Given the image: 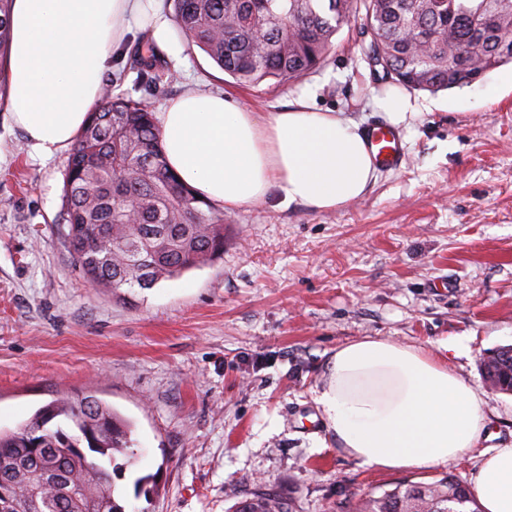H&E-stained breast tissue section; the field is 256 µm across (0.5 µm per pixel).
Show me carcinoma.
<instances>
[{
    "label": "carcinoma",
    "mask_w": 512,
    "mask_h": 512,
    "mask_svg": "<svg viewBox=\"0 0 512 512\" xmlns=\"http://www.w3.org/2000/svg\"><path fill=\"white\" fill-rule=\"evenodd\" d=\"M12 0H0V51H8ZM181 33L236 82L290 83L318 67L340 27L365 7L362 58L390 79L436 93L471 85L512 62V6L499 0H169ZM146 87L162 59L148 39L130 51ZM62 235L84 281L119 291L204 266L224 251V212L201 197L162 154L145 98L105 96L65 173ZM485 379L512 381V345L480 359ZM131 424L94 393L64 395L0 431V512H125L113 477L134 463ZM122 458H117V455ZM232 512H285L265 498ZM355 512H479L474 489L447 475L401 483Z\"/></svg>",
    "instance_id": "carcinoma-1"
}]
</instances>
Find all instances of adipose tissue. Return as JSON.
I'll return each mask as SVG.
<instances>
[{"label": "adipose tissue", "mask_w": 512, "mask_h": 512, "mask_svg": "<svg viewBox=\"0 0 512 512\" xmlns=\"http://www.w3.org/2000/svg\"><path fill=\"white\" fill-rule=\"evenodd\" d=\"M169 29L161 0H14L8 107L32 149H67L99 102L101 76L131 22ZM168 166L210 201L237 208L277 191L288 204L333 211L376 178L366 131L301 99L263 116L226 93L190 90L160 116ZM315 402L349 457L380 469L463 459L489 423L481 395L418 350L367 337L337 347ZM474 490L483 512H512V446L482 453Z\"/></svg>", "instance_id": "1"}]
</instances>
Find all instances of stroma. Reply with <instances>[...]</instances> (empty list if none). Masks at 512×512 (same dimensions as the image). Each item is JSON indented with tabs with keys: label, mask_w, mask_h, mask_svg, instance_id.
Masks as SVG:
<instances>
[{
	"label": "stroma",
	"mask_w": 512,
	"mask_h": 512,
	"mask_svg": "<svg viewBox=\"0 0 512 512\" xmlns=\"http://www.w3.org/2000/svg\"><path fill=\"white\" fill-rule=\"evenodd\" d=\"M363 15L293 84L237 83L179 30L149 101L197 88L268 114L307 98L370 127L393 89L361 58ZM0 56V430L62 394L94 391L132 425L137 462L115 480L125 512H229L263 496L289 512H352L368 494L444 475L473 482L512 443V395L480 355L512 344V63L471 85L409 91L404 158L332 212L277 194L224 211L220 258L122 294L80 278L61 234L68 152L45 158L7 110ZM413 347L477 390L490 423L460 462L360 465L337 448L313 391L338 346ZM151 476L149 493L135 480Z\"/></svg>",
	"instance_id": "1"
}]
</instances>
